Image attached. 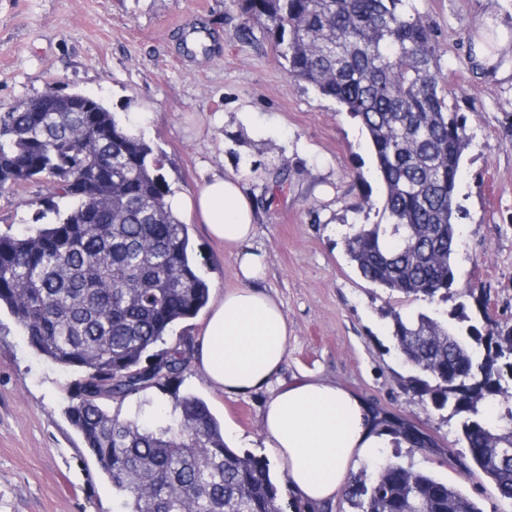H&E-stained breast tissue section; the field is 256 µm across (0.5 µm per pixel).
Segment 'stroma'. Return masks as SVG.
<instances>
[{
    "label": "stroma",
    "mask_w": 512,
    "mask_h": 512,
    "mask_svg": "<svg viewBox=\"0 0 512 512\" xmlns=\"http://www.w3.org/2000/svg\"><path fill=\"white\" fill-rule=\"evenodd\" d=\"M430 29L438 90L466 121L459 167V283L439 310H464L484 326L512 324V0H411ZM497 26L504 76L475 60L485 19ZM235 0H0V105L47 88L96 98L162 155L171 192H190L211 173L240 177L253 201L251 249L267 255L265 290L283 303L293 333L279 374H312L355 392L376 411L409 420L428 447L384 441L357 472L397 457L475 499L483 512H512L479 469H464L459 417L422 406L390 336L387 310L428 304L377 287L349 261L344 236L380 221L384 185L361 122L288 73L261 31L245 35ZM44 183L0 191V234L32 235L53 223ZM211 296L237 286L236 260L203 225L189 224ZM73 375L40 356L0 312V512H113L111 479L84 447L67 408ZM181 392L204 399L227 443L282 465L260 416L269 394L231 397L190 366Z\"/></svg>",
    "instance_id": "35a3bbf8"
}]
</instances>
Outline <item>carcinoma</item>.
I'll return each instance as SVG.
<instances>
[{"instance_id":"obj_1","label":"carcinoma","mask_w":512,"mask_h":512,"mask_svg":"<svg viewBox=\"0 0 512 512\" xmlns=\"http://www.w3.org/2000/svg\"><path fill=\"white\" fill-rule=\"evenodd\" d=\"M409 0H238L244 30L259 27L288 62L360 120L385 186L382 221L345 236L367 281L415 300L448 301L456 281L459 163L468 136L438 91L435 48ZM0 107V190L43 181L56 221L0 235V308L30 345L77 375L68 417L112 479L115 512H283L268 462L239 452L207 403L179 394L190 348L166 343L197 316L209 286L188 227L166 207L163 164L138 133L89 98L75 110L53 87ZM117 165H112V158ZM407 386L424 406L461 419L466 458L512 501V326L453 324L464 312L388 313ZM156 390L172 398L150 420L105 402ZM498 409L494 418L485 408ZM396 444L427 438L383 417ZM357 512H483L425 470L385 460L352 481Z\"/></svg>"}]
</instances>
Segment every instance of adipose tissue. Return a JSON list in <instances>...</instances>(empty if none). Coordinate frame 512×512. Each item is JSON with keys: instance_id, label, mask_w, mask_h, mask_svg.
Segmentation results:
<instances>
[{"instance_id": "adipose-tissue-1", "label": "adipose tissue", "mask_w": 512, "mask_h": 512, "mask_svg": "<svg viewBox=\"0 0 512 512\" xmlns=\"http://www.w3.org/2000/svg\"><path fill=\"white\" fill-rule=\"evenodd\" d=\"M167 203L175 215L205 225L212 239L237 252L239 285L212 304L197 365L228 395L269 390L261 424L284 464L289 490L313 505L336 499L357 464L381 444L374 410L343 386L315 376L279 382L291 330L280 299L258 286L266 256L247 248L256 217L239 179L215 174L196 192L173 194Z\"/></svg>"}]
</instances>
